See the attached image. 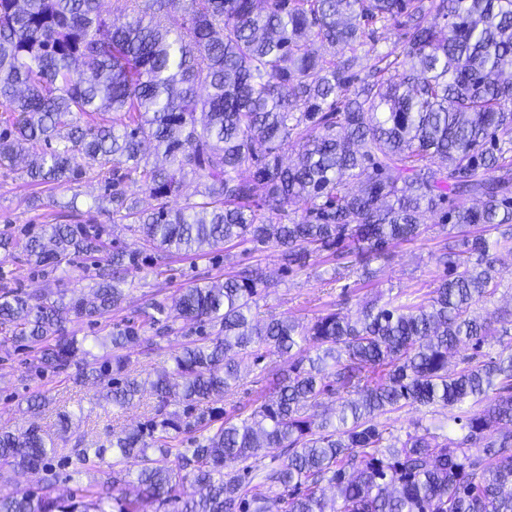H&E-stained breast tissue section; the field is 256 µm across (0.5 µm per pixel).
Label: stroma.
Here are the masks:
<instances>
[{"instance_id": "stroma-1", "label": "stroma", "mask_w": 512, "mask_h": 512, "mask_svg": "<svg viewBox=\"0 0 512 512\" xmlns=\"http://www.w3.org/2000/svg\"><path fill=\"white\" fill-rule=\"evenodd\" d=\"M24 161L13 167H0V232L20 235L50 223V210L33 203L36 187L27 184L23 170ZM427 232L420 238L397 245L393 257L387 261L372 262L376 276L373 282H363L358 274L336 275L332 263L311 258L300 272L285 273L277 253L254 250L252 245H238L221 249L199 258L172 259L165 274H138L129 289L124 316H132L149 298H164L179 288L198 283L204 284L224 278L242 265L259 263L268 276L278 281L275 291L261 297L255 309L258 319L270 316L292 317L307 320L328 309L336 301H343L349 313H357L378 296L413 297L429 292L435 279L444 273L435 258L436 242L440 233H447L449 240L461 238L460 228H443L442 216L429 213L425 216ZM89 280L81 270H74L68 280L30 269L22 260L0 265V289L19 287L27 291L52 294L68 290L78 297L89 294ZM35 350L20 343L6 340L0 334V427L18 428L36 424L43 431L53 433L58 428L60 413H73L67 437L59 439L62 448L73 447L76 439L84 442H103L112 433L127 429L147 414L153 402L151 393H144L139 404L121 410L100 400V384L93 381L77 382L78 367L67 373L55 375L36 374ZM41 394L47 405L39 413L28 410L29 397ZM451 410L441 407L407 405L388 414L386 424L397 435L439 422H451Z\"/></svg>"}]
</instances>
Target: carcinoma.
Returning a JSON list of instances; mask_svg holds the SVG:
<instances>
[{
  "label": "carcinoma",
  "mask_w": 512,
  "mask_h": 512,
  "mask_svg": "<svg viewBox=\"0 0 512 512\" xmlns=\"http://www.w3.org/2000/svg\"><path fill=\"white\" fill-rule=\"evenodd\" d=\"M125 2L119 25L100 0H0V167L25 158L28 183L59 208L37 232L1 234L0 264L20 253L64 280L80 260L92 280L90 299L1 292L0 329L37 349L42 373L76 363L109 378L120 409L140 400L130 353L169 338L173 312L193 329L151 382L152 414L112 435L116 462L81 440L60 448L38 426L1 427L0 512H512V350L481 352L507 335L509 313L475 312L500 286L492 250L512 249V0ZM380 27L398 41L363 51ZM146 143L162 163L145 160ZM88 175L104 190L90 208L109 224L51 195ZM189 176L201 199L171 206ZM129 182L158 201L152 211ZM437 211L500 237L441 236L446 273L421 300L259 322L253 308L278 284L256 264L147 300L113 326L104 356L93 349L108 343L67 329L122 310L145 259L159 274L233 242L275 250L288 272L316 256L338 275L359 264L369 281L370 263ZM113 224L142 250L118 245ZM460 345L473 353L450 372ZM271 356L283 366L250 414L208 405L253 366L251 383L266 382ZM326 398L333 417L318 413ZM408 404L452 406L454 426L395 436L381 417ZM270 448L285 459L255 483L247 461ZM95 460L100 479L66 496L54 479L10 486L18 471L78 474Z\"/></svg>",
  "instance_id": "carcinoma-1"
}]
</instances>
